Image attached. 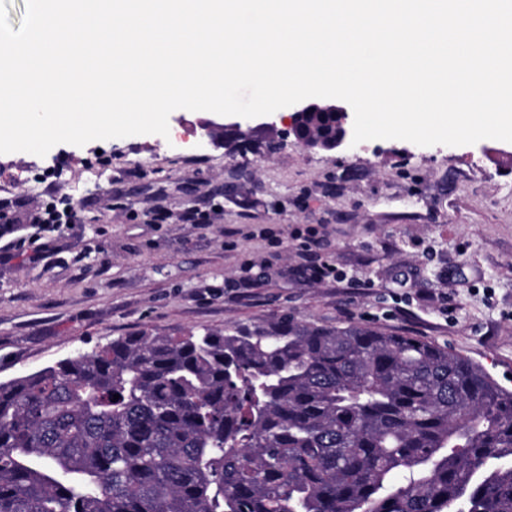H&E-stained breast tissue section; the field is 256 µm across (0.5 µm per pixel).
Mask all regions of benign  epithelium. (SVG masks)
Instances as JSON below:
<instances>
[{
  "label": "benign epithelium",
  "mask_w": 512,
  "mask_h": 512,
  "mask_svg": "<svg viewBox=\"0 0 512 512\" xmlns=\"http://www.w3.org/2000/svg\"><path fill=\"white\" fill-rule=\"evenodd\" d=\"M257 121V127L262 129L282 128L286 135L294 137L310 152L350 153L359 149L352 145L354 118L345 107L329 101L305 99L292 105L286 116L270 114L257 117ZM219 128L239 131L242 123L205 122L199 128V140L216 144L214 133Z\"/></svg>",
  "instance_id": "obj_1"
}]
</instances>
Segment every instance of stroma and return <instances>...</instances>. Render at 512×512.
Returning a JSON list of instances; mask_svg holds the SVG:
<instances>
[{
  "instance_id": "stroma-1",
  "label": "stroma",
  "mask_w": 512,
  "mask_h": 512,
  "mask_svg": "<svg viewBox=\"0 0 512 512\" xmlns=\"http://www.w3.org/2000/svg\"><path fill=\"white\" fill-rule=\"evenodd\" d=\"M202 117L173 111L165 137L0 154V196L17 202L0 223L1 380L143 330L291 318L432 341L512 389V143L382 139L329 156L256 129L213 149L195 142ZM51 195L81 222L34 223ZM156 207L167 223L149 221ZM191 209L210 222L182 223ZM315 261L337 279L313 281Z\"/></svg>"
}]
</instances>
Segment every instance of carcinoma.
I'll return each mask as SVG.
<instances>
[{
    "instance_id": "obj_1",
    "label": "carcinoma",
    "mask_w": 512,
    "mask_h": 512,
    "mask_svg": "<svg viewBox=\"0 0 512 512\" xmlns=\"http://www.w3.org/2000/svg\"><path fill=\"white\" fill-rule=\"evenodd\" d=\"M0 512H512V390L358 325L141 331L0 380Z\"/></svg>"
}]
</instances>
